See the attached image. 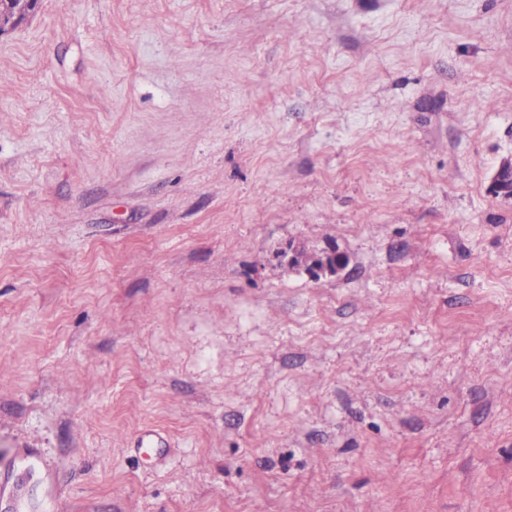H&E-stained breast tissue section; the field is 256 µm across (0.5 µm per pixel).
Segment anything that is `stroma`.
<instances>
[{"instance_id":"1","label":"stroma","mask_w":512,"mask_h":512,"mask_svg":"<svg viewBox=\"0 0 512 512\" xmlns=\"http://www.w3.org/2000/svg\"><path fill=\"white\" fill-rule=\"evenodd\" d=\"M510 157L512 0H39L0 35L34 512H512ZM492 190L497 195L512 197V159L503 161L492 177ZM283 257L288 259V264L299 263L305 272L313 279H320L322 276H333L343 270L348 259L342 252L331 249L321 255L315 257L309 264L302 263V257L305 251L296 244H289L288 251H284ZM315 261V263H314Z\"/></svg>"}]
</instances>
